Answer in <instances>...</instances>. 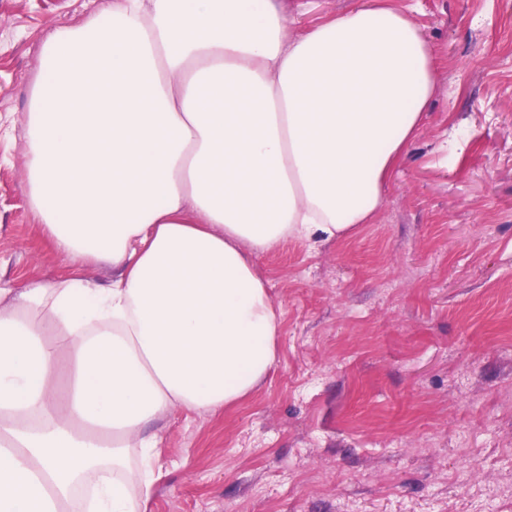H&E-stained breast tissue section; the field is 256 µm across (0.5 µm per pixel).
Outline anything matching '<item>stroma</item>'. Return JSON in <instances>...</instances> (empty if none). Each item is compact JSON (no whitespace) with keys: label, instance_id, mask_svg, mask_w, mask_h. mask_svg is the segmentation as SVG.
<instances>
[{"label":"stroma","instance_id":"1","mask_svg":"<svg viewBox=\"0 0 512 512\" xmlns=\"http://www.w3.org/2000/svg\"><path fill=\"white\" fill-rule=\"evenodd\" d=\"M113 0H0V287L72 273L29 200L41 49ZM361 0H278L292 34ZM432 43L435 96L384 208L257 267L276 361L233 407L160 424L148 512H512V8L397 0Z\"/></svg>","mask_w":512,"mask_h":512}]
</instances>
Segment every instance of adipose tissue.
<instances>
[{"mask_svg": "<svg viewBox=\"0 0 512 512\" xmlns=\"http://www.w3.org/2000/svg\"><path fill=\"white\" fill-rule=\"evenodd\" d=\"M287 28L274 0H117L44 41L31 208L112 281L0 300V512H75L82 490L88 512H147L157 423L233 405L274 363L257 257L382 209L436 91L432 44L391 0Z\"/></svg>", "mask_w": 512, "mask_h": 512, "instance_id": "ef3b65f1", "label": "adipose tissue"}]
</instances>
